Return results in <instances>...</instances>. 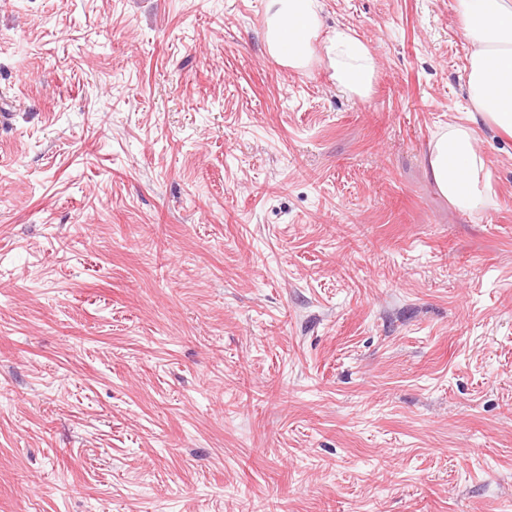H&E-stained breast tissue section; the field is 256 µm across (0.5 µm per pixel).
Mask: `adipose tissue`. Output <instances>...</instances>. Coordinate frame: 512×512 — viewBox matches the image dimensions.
I'll list each match as a JSON object with an SVG mask.
<instances>
[{
	"label": "adipose tissue",
	"mask_w": 512,
	"mask_h": 512,
	"mask_svg": "<svg viewBox=\"0 0 512 512\" xmlns=\"http://www.w3.org/2000/svg\"><path fill=\"white\" fill-rule=\"evenodd\" d=\"M462 30L470 45L467 91L469 121L451 124L429 147L430 176L457 208L476 212L491 199L492 184L477 148L476 125L512 137V0H457ZM319 0H268L265 41L271 55L292 72L306 71L314 43H322L330 77L351 97L368 96L378 60L349 28L322 34Z\"/></svg>",
	"instance_id": "ef3b65f1"
}]
</instances>
